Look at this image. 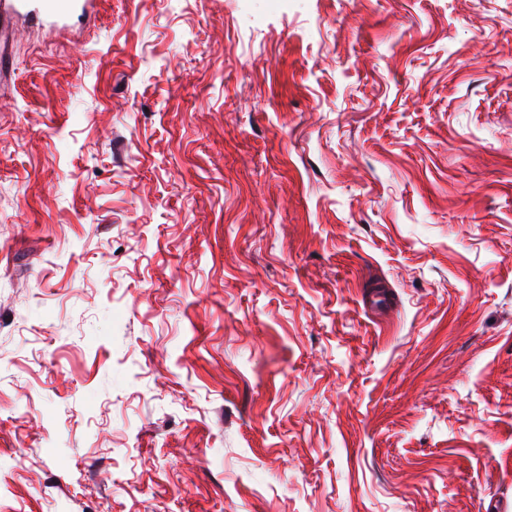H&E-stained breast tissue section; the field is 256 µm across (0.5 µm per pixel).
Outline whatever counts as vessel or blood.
Returning <instances> with one entry per match:
<instances>
[{
  "label": "vessel or blood",
  "instance_id": "b4317fda",
  "mask_svg": "<svg viewBox=\"0 0 512 512\" xmlns=\"http://www.w3.org/2000/svg\"><path fill=\"white\" fill-rule=\"evenodd\" d=\"M95 6L96 0H0V29L9 30L19 18L63 28L72 18L88 17Z\"/></svg>",
  "mask_w": 512,
  "mask_h": 512
}]
</instances>
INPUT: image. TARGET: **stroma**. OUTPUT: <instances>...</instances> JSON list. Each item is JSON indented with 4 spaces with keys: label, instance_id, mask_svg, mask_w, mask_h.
I'll list each match as a JSON object with an SVG mask.
<instances>
[{
    "label": "stroma",
    "instance_id": "35a3bbf8",
    "mask_svg": "<svg viewBox=\"0 0 512 512\" xmlns=\"http://www.w3.org/2000/svg\"><path fill=\"white\" fill-rule=\"evenodd\" d=\"M8 48L0 512L512 504V0H101Z\"/></svg>",
    "mask_w": 512,
    "mask_h": 512
}]
</instances>
